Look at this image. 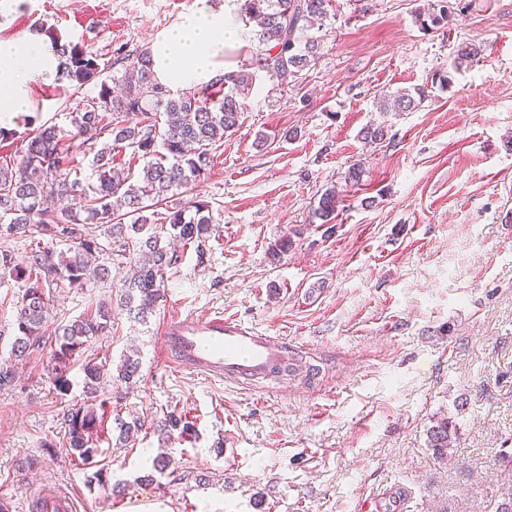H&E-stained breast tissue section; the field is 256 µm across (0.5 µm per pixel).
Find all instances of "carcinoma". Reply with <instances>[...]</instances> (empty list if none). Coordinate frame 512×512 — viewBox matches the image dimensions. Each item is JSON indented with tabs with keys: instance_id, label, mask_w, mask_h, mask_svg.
Wrapping results in <instances>:
<instances>
[{
	"instance_id": "carcinoma-1",
	"label": "carcinoma",
	"mask_w": 512,
	"mask_h": 512,
	"mask_svg": "<svg viewBox=\"0 0 512 512\" xmlns=\"http://www.w3.org/2000/svg\"><path fill=\"white\" fill-rule=\"evenodd\" d=\"M241 20L254 24L255 51L241 68L228 71L216 83L200 90L175 95L160 85L152 71L150 51L128 55L116 52L115 62L123 64L122 90L115 94L104 83L98 96L81 100L69 113L70 129L41 125L29 137L19 155L0 156V238H10L32 227L48 237L33 241L29 255L17 261L9 250H0V271L21 284L17 301L16 332L11 359L23 361L43 343L48 322L50 297L44 285L95 288L111 275L106 264L92 258L104 252L92 227H104L120 242L119 256L135 257L128 291L120 305L144 319L163 298L164 276L176 264L162 234L169 233L184 244L196 245L198 255L208 238V205L195 200L188 206L166 209L162 224L146 212L157 208L165 195L191 188L210 163V149L237 132L244 99L249 93L253 71L266 72L281 87L298 81L300 72L315 60L317 46L306 32L327 17L328 0H237ZM51 52L62 79L80 85L100 73L99 56L61 36L49 34ZM481 54L473 43L456 51L455 69L471 63ZM427 99L426 92L404 89L384 95L377 102L383 116L412 112ZM138 114L128 124L124 117ZM389 133L386 122L372 124L364 139L380 144ZM83 155H92L89 166L93 182L73 176L77 172L72 144ZM129 148L144 161L138 174L118 170L115 150ZM341 203L336 187L326 188L311 209L310 223L322 226L336 222ZM68 241L67 251H56L55 241ZM112 303L98 302L86 313L58 327L52 348L49 375L53 386L70 388L69 374L80 365L85 392L94 403L74 406L66 416L67 458L93 469L98 486L119 495L109 484L107 468L98 464L103 424L112 402V390L136 386L140 360L130 353L115 369L107 362L86 354L95 336L110 333ZM145 422L120 421L116 438L122 444L139 433ZM163 442L197 435L194 422L185 415L169 412L158 424ZM458 428L443 414L428 429V445L435 460L452 455Z\"/></svg>"
}]
</instances>
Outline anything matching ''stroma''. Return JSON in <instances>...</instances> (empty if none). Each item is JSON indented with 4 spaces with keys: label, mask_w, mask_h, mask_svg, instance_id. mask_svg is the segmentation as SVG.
<instances>
[{
    "label": "stroma",
    "mask_w": 512,
    "mask_h": 512,
    "mask_svg": "<svg viewBox=\"0 0 512 512\" xmlns=\"http://www.w3.org/2000/svg\"><path fill=\"white\" fill-rule=\"evenodd\" d=\"M437 0H329L309 32L319 54L297 85L255 72L237 133L212 151L210 167L174 203L209 206L204 256L178 247L165 296L147 319L113 307L112 332L92 353L140 352L141 378L119 416L189 412L197 437L159 441L146 429L104 450L114 498L88 484L65 456L68 409L87 403L80 370L67 392L47 377L49 349L15 364L0 391V498L32 512L43 487L69 492L78 512H356L382 494L384 512H496L512 499V0H448L434 30L418 15ZM196 0H0V39L55 28L106 67L78 86L30 82L31 108L0 143L19 151L42 124L119 74L114 51L148 48ZM480 45L461 70L459 46ZM450 78L440 88L439 76ZM420 88L428 98L392 119L385 143L380 92ZM358 183L345 184L352 164ZM342 191L333 233L311 225L327 187ZM280 260L270 252L295 227ZM94 288L50 290L47 333L91 303L119 299L128 263ZM18 285L0 274V363L10 361ZM235 316L303 347L319 373L251 386L214 381L165 362L162 326L173 312ZM455 415L451 461L435 460L427 430ZM173 463L146 483L152 460Z\"/></svg>",
    "instance_id": "35a3bbf8"
}]
</instances>
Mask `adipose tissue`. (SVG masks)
<instances>
[{
    "mask_svg": "<svg viewBox=\"0 0 512 512\" xmlns=\"http://www.w3.org/2000/svg\"><path fill=\"white\" fill-rule=\"evenodd\" d=\"M233 13L199 7L183 14L153 40L150 52L156 80L175 92L207 85L223 75L224 48L237 42ZM55 66L49 43L24 36L0 40V127L11 128L29 112V81L52 79Z\"/></svg>",
    "mask_w": 512,
    "mask_h": 512,
    "instance_id": "1",
    "label": "adipose tissue"
}]
</instances>
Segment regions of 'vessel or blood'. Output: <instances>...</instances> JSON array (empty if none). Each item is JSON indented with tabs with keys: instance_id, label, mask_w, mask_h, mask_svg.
<instances>
[{
	"instance_id": "obj_1",
	"label": "vessel or blood",
	"mask_w": 512,
	"mask_h": 512,
	"mask_svg": "<svg viewBox=\"0 0 512 512\" xmlns=\"http://www.w3.org/2000/svg\"><path fill=\"white\" fill-rule=\"evenodd\" d=\"M162 353L179 367L236 384L265 379L295 356V343L221 315H169L162 330ZM42 512H75L72 495H40Z\"/></svg>"
}]
</instances>
